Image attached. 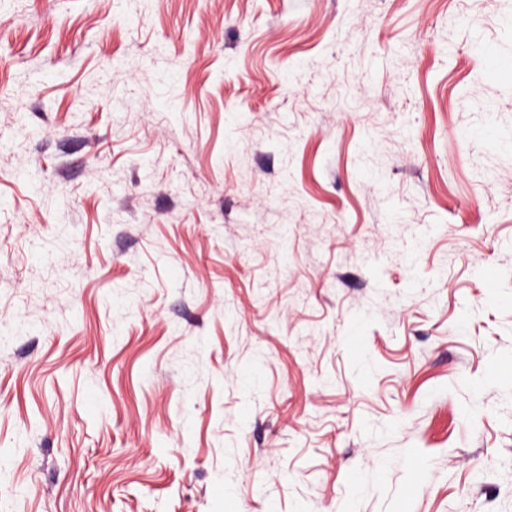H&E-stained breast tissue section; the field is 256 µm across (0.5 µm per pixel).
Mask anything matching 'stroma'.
<instances>
[{"label":"stroma","mask_w":512,"mask_h":512,"mask_svg":"<svg viewBox=\"0 0 512 512\" xmlns=\"http://www.w3.org/2000/svg\"><path fill=\"white\" fill-rule=\"evenodd\" d=\"M488 47L512 0H0V512H512Z\"/></svg>","instance_id":"1"}]
</instances>
